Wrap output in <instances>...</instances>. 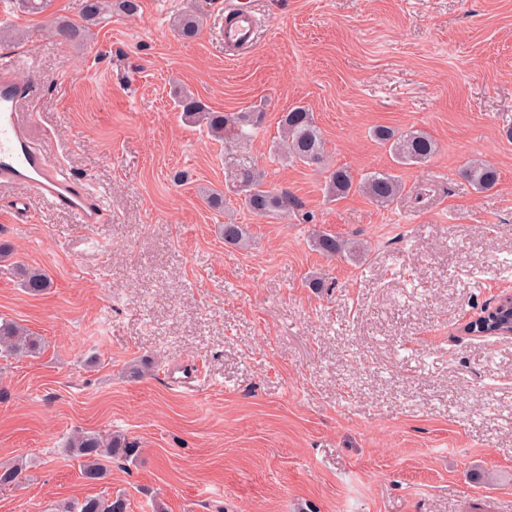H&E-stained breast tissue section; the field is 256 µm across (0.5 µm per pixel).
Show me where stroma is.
I'll list each match as a JSON object with an SVG mask.
<instances>
[{
	"instance_id": "35a3bbf8",
	"label": "stroma",
	"mask_w": 512,
	"mask_h": 512,
	"mask_svg": "<svg viewBox=\"0 0 512 512\" xmlns=\"http://www.w3.org/2000/svg\"><path fill=\"white\" fill-rule=\"evenodd\" d=\"M82 3L28 14L0 0L20 34L0 57L34 87L37 144L108 211L81 224L0 186V317L43 339L0 358V465L24 467L0 512L116 493L129 512H512V336L463 330L512 291V0H256L258 45L235 57L224 0H139L87 42L58 40L51 20ZM194 4L203 29L180 37L171 22ZM179 88L215 111L262 108L248 150L298 209L203 202L227 150L181 118ZM298 104L324 166L273 153ZM378 126L424 130L438 151L396 165ZM475 159L498 171L492 189L461 176ZM338 167L394 171L404 190L385 207L329 198ZM227 221L246 246L224 243ZM316 231L364 250L322 255ZM17 263L51 287H20ZM187 364L197 379L174 386L169 368ZM80 430L126 435L139 461L85 479L66 451Z\"/></svg>"
}]
</instances>
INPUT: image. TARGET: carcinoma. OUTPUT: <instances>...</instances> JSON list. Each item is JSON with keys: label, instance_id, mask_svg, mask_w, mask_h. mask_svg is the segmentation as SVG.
<instances>
[{"label": "carcinoma", "instance_id": "cac0c4a2", "mask_svg": "<svg viewBox=\"0 0 512 512\" xmlns=\"http://www.w3.org/2000/svg\"><path fill=\"white\" fill-rule=\"evenodd\" d=\"M138 9L139 0H83L80 20L58 19L51 24L50 31L62 42H79L90 36L92 27L99 26L111 17L112 11L133 15ZM203 23V11L194 7L175 19L174 30L181 37L193 38L199 35ZM178 106L184 119L205 125L214 139L237 147L225 162L228 171L225 190L210 189L204 193L209 207L224 208V197L230 192L238 195L242 205L259 216L288 213L293 209L296 202L292 197L264 187L259 169L245 151V146L260 128L263 113L228 114L214 111L186 90L179 91ZM373 136L389 145L394 161L399 165L422 163L437 152L435 141L423 130L380 126L373 131ZM275 152L290 163L313 166L322 162L325 142L313 114L306 107L295 106L283 113ZM462 176L479 191L494 187L498 181L497 172L479 160L470 161L463 168ZM355 186L374 202L384 206L399 193L402 181L399 176L389 172H374L356 185L348 169L328 171L325 187L329 197H344ZM220 233L228 245L245 244L246 229L241 224H223ZM312 242L314 249L326 256L353 251L347 241L329 232L315 233ZM19 276L22 286L32 293H39L50 286V276L38 268H22ZM41 346V337L13 321L0 318V357L34 356L40 352ZM66 451L80 460L83 476L90 481L104 478L105 463L112 460L133 462L141 455V448L135 441L121 435H101L92 431L76 432L68 441ZM60 512H128V501L121 494L107 498L87 497L75 504L62 506Z\"/></svg>", "mask_w": 512, "mask_h": 512}]
</instances>
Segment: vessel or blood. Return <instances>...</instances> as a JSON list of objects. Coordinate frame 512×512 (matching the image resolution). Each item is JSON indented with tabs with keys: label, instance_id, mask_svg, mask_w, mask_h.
<instances>
[{
	"label": "vessel or blood",
	"instance_id": "vessel-or-blood-1",
	"mask_svg": "<svg viewBox=\"0 0 512 512\" xmlns=\"http://www.w3.org/2000/svg\"><path fill=\"white\" fill-rule=\"evenodd\" d=\"M261 20L252 0H225L222 36L232 53L252 50ZM33 94L31 83L19 78L10 60L0 61V183L28 186L51 204L74 214L79 223H99L98 199L52 164L34 142L21 108Z\"/></svg>",
	"mask_w": 512,
	"mask_h": 512
}]
</instances>
